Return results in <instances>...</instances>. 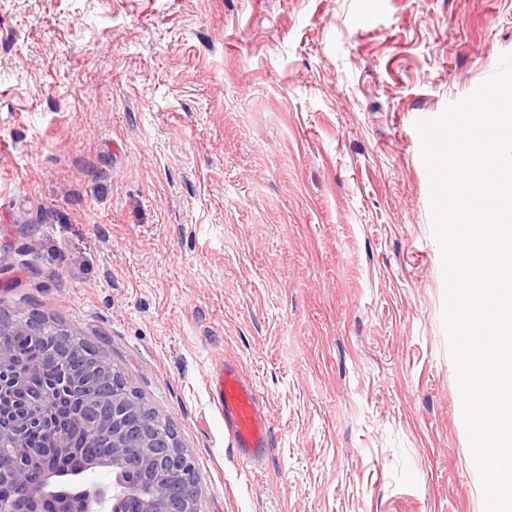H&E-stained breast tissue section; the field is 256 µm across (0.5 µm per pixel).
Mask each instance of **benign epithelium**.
<instances>
[{"mask_svg":"<svg viewBox=\"0 0 512 512\" xmlns=\"http://www.w3.org/2000/svg\"><path fill=\"white\" fill-rule=\"evenodd\" d=\"M68 338L72 332L35 316L6 321L0 317V392L9 406L0 409V484L31 481L37 486L6 502L0 512H116L117 492L136 503V512H197L195 498L185 489L195 483L194 468L176 433L151 424V408L126 383L116 379L101 352L85 347L86 379L69 378L62 366L48 374L39 364L16 363L17 347L40 336ZM67 401L80 427L109 449L103 457L87 459L81 472L105 468L114 479L128 471L140 475L133 485L99 487L80 499L60 489L65 473L51 462L71 448L68 425L56 419V404ZM168 462L165 473L156 470L159 458Z\"/></svg>","mask_w":512,"mask_h":512,"instance_id":"benign-epithelium-1","label":"benign epithelium"}]
</instances>
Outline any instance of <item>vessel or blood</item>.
Segmentation results:
<instances>
[{
	"instance_id": "vessel-or-blood-1",
	"label": "vessel or blood",
	"mask_w": 512,
	"mask_h": 512,
	"mask_svg": "<svg viewBox=\"0 0 512 512\" xmlns=\"http://www.w3.org/2000/svg\"><path fill=\"white\" fill-rule=\"evenodd\" d=\"M211 399L239 455L249 462L262 459L271 425L256 387L237 367L219 361L212 370Z\"/></svg>"
}]
</instances>
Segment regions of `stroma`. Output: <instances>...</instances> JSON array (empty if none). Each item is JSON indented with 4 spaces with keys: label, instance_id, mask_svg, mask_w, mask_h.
I'll return each instance as SVG.
<instances>
[{
    "label": "stroma",
    "instance_id": "35a3bbf8",
    "mask_svg": "<svg viewBox=\"0 0 512 512\" xmlns=\"http://www.w3.org/2000/svg\"><path fill=\"white\" fill-rule=\"evenodd\" d=\"M507 52L512 0H0V313L99 346L202 512H484L414 123ZM210 382L212 402L224 417L232 446L244 460L259 461L269 446L271 425L256 387L223 360L214 364Z\"/></svg>",
    "mask_w": 512,
    "mask_h": 512
}]
</instances>
